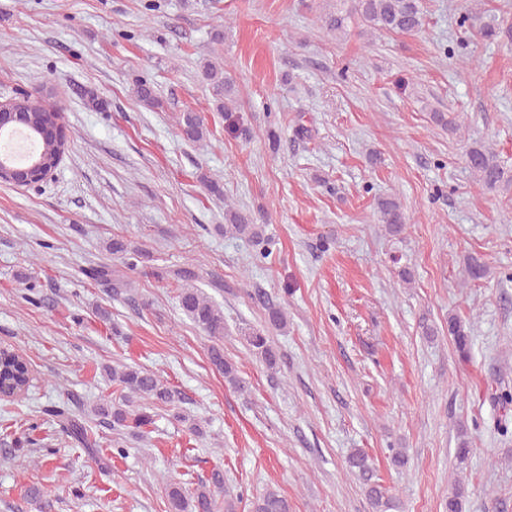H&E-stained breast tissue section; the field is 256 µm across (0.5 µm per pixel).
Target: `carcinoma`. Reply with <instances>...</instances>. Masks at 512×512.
I'll list each match as a JSON object with an SVG mask.
<instances>
[{
    "label": "carcinoma",
    "instance_id": "obj_1",
    "mask_svg": "<svg viewBox=\"0 0 512 512\" xmlns=\"http://www.w3.org/2000/svg\"><path fill=\"white\" fill-rule=\"evenodd\" d=\"M348 12H329L321 17L325 29L331 33H341L346 30V21L353 15H358L371 29L378 32L417 33L425 24V14L422 0H351ZM204 75L209 81L213 98L218 102V109L227 111V100L233 91V82L224 76V70L209 63L205 66ZM132 93L138 102L151 108H158L162 100L153 84L146 80H138L133 84ZM25 108L33 114V118L47 131L50 137L39 144V152L43 153L47 167L58 166L61 152L65 151V143L59 141L52 131L57 129L61 112L46 96H31L25 101ZM178 126L183 140L197 143L204 139L208 130L205 118L193 111H185L178 118ZM465 162L473 174L475 184L481 190L497 191L512 187V169L501 163L498 155L491 149L479 145L470 146L465 152ZM379 221L386 225L392 233H400L405 227V216L399 202L391 197L377 202ZM224 233L251 238L257 242L264 239V226L251 224L231 205L224 204ZM110 251L114 254L126 255V265L129 269L137 267L141 254L128 250V246L120 239H112ZM174 276L182 282L180 289V307L191 322L212 341L209 347L210 364L224 374V379L232 387L243 390L244 386L237 376V369L232 360L224 357V311L210 296L198 288L196 274L189 269H180ZM90 278L103 281L119 292L125 287L120 280H112V269L109 264L101 263L92 269ZM254 300L264 311L265 326L253 329L244 335L246 347L256 355L267 368L274 370L278 366V356L270 344L269 332L282 330L287 326V314L282 303L266 294L254 296ZM448 335L452 336L457 351L466 356L469 353L471 335L470 328L461 319L451 316L448 318ZM112 380L128 391L122 403L98 404L94 415L98 424L112 430L118 435L113 440L112 447L118 454L124 453V446L119 436L134 430H139L153 422L149 412L150 405L160 404L173 410L172 417L181 423H189L188 431L200 436L203 430L198 423L191 420L181 408V398L177 391L164 383L152 371L137 366L112 368L109 372ZM3 382L8 388L19 392L29 388L30 364L22 357L6 365ZM144 401V404L134 405V400ZM41 413L52 417L57 432L66 436L85 448H93L96 443L88 436L86 423L68 407L48 405L41 408ZM349 468L358 474L366 488V496L373 512H398L399 503L388 494L387 490L375 480L373 468L368 456L361 450H354L348 457ZM225 491L224 471L215 469L210 476L198 483L193 490H188L177 482H168L165 493L170 512H236V506L229 497L219 502V496ZM467 491L459 483L452 487L448 496V512H465ZM253 512H290L288 499L276 489H267L253 503Z\"/></svg>",
    "mask_w": 512,
    "mask_h": 512
}]
</instances>
